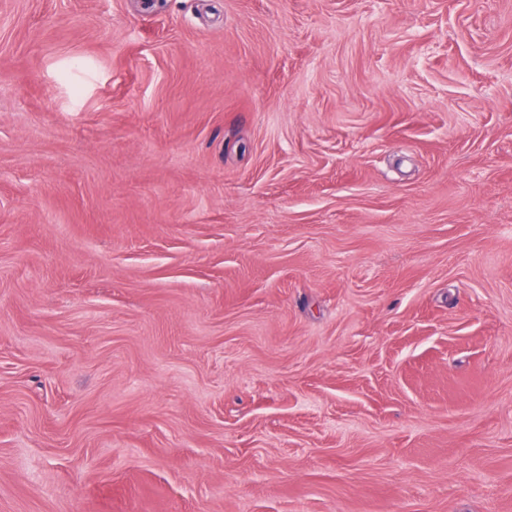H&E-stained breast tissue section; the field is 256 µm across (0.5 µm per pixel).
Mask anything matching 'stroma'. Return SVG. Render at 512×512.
<instances>
[{
  "instance_id": "obj_1",
  "label": "stroma",
  "mask_w": 512,
  "mask_h": 512,
  "mask_svg": "<svg viewBox=\"0 0 512 512\" xmlns=\"http://www.w3.org/2000/svg\"><path fill=\"white\" fill-rule=\"evenodd\" d=\"M0 512H512V0H0Z\"/></svg>"
}]
</instances>
